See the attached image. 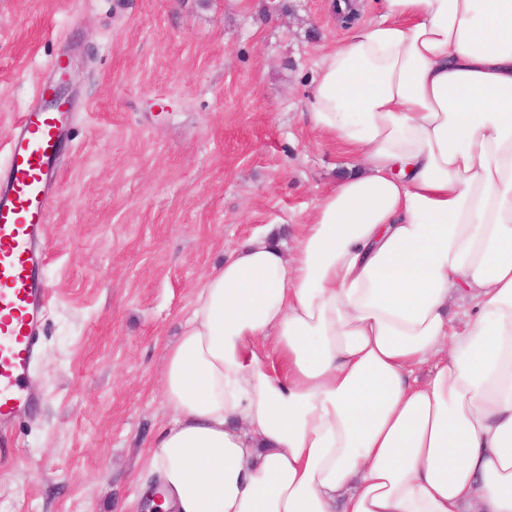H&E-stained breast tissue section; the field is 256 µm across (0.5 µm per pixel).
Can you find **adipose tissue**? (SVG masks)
Masks as SVG:
<instances>
[{
    "instance_id": "obj_1",
    "label": "adipose tissue",
    "mask_w": 512,
    "mask_h": 512,
    "mask_svg": "<svg viewBox=\"0 0 512 512\" xmlns=\"http://www.w3.org/2000/svg\"><path fill=\"white\" fill-rule=\"evenodd\" d=\"M305 116L347 149L161 366L165 512H512V0H381ZM461 303L462 331L448 305Z\"/></svg>"
}]
</instances>
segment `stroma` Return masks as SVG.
Wrapping results in <instances>:
<instances>
[{
  "instance_id": "1",
  "label": "stroma",
  "mask_w": 512,
  "mask_h": 512,
  "mask_svg": "<svg viewBox=\"0 0 512 512\" xmlns=\"http://www.w3.org/2000/svg\"><path fill=\"white\" fill-rule=\"evenodd\" d=\"M331 0H0V136L56 55L79 105L49 203L40 406L0 458V512H142L166 348L205 278L305 223L343 147L303 112Z\"/></svg>"
}]
</instances>
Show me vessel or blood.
<instances>
[{
	"label": "vessel or blood",
	"mask_w": 512,
	"mask_h": 512,
	"mask_svg": "<svg viewBox=\"0 0 512 512\" xmlns=\"http://www.w3.org/2000/svg\"><path fill=\"white\" fill-rule=\"evenodd\" d=\"M72 115L40 83L8 128V161L0 168V440L14 416L34 408L19 382L41 351L42 317L51 293L43 278L50 190Z\"/></svg>",
	"instance_id": "b4317fda"
}]
</instances>
